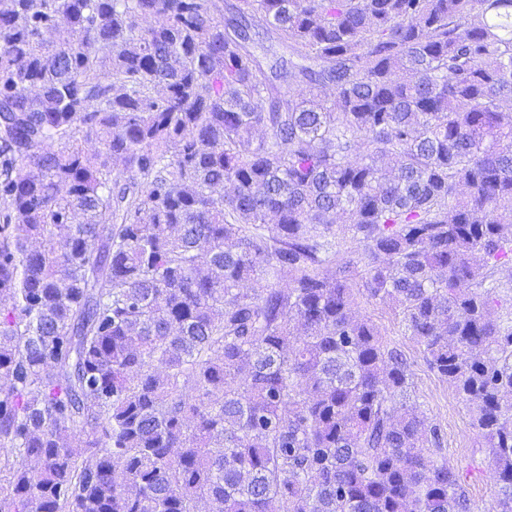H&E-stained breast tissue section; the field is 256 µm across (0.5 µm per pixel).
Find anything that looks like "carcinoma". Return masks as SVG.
Wrapping results in <instances>:
<instances>
[{
  "label": "carcinoma",
  "mask_w": 512,
  "mask_h": 512,
  "mask_svg": "<svg viewBox=\"0 0 512 512\" xmlns=\"http://www.w3.org/2000/svg\"><path fill=\"white\" fill-rule=\"evenodd\" d=\"M506 102L512 0H0V512H468L337 224L512 512Z\"/></svg>",
  "instance_id": "obj_1"
}]
</instances>
